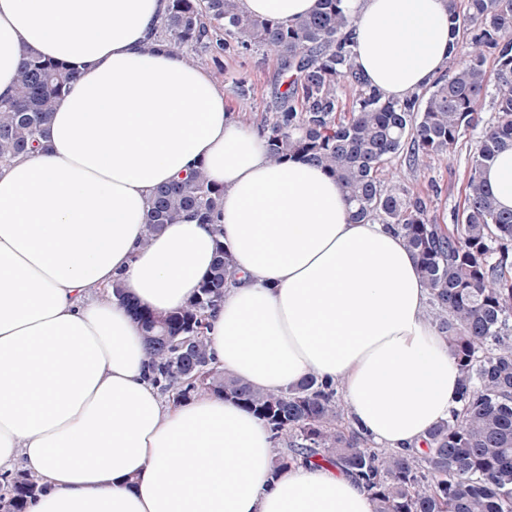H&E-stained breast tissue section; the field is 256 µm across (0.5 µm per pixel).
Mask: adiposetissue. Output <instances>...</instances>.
Wrapping results in <instances>:
<instances>
[{
    "mask_svg": "<svg viewBox=\"0 0 512 512\" xmlns=\"http://www.w3.org/2000/svg\"><path fill=\"white\" fill-rule=\"evenodd\" d=\"M169 0H0V97L18 51L79 78L56 102L47 150L0 168V470L41 491L26 512H374L337 468L273 475L259 418L216 395L169 407L148 377L121 283L158 313L186 304L217 241L238 274L206 334L216 362L280 391L314 374L342 388L351 426L405 451L456 405L459 370L426 317L429 290L402 239L354 222L336 178L274 163L211 75L158 47ZM316 0H238L289 22ZM353 65L385 98L448 63L451 0H347ZM203 166L223 187L218 225L184 214L143 245L157 187ZM484 178L512 209V148Z\"/></svg>",
    "mask_w": 512,
    "mask_h": 512,
    "instance_id": "adipose-tissue-1",
    "label": "adipose tissue"
}]
</instances>
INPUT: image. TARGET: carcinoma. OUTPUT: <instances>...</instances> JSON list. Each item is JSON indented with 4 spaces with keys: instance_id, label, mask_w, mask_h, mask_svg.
<instances>
[{
    "instance_id": "carcinoma-1",
    "label": "carcinoma",
    "mask_w": 512,
    "mask_h": 512,
    "mask_svg": "<svg viewBox=\"0 0 512 512\" xmlns=\"http://www.w3.org/2000/svg\"><path fill=\"white\" fill-rule=\"evenodd\" d=\"M354 17L345 0H317L291 23L240 12L237 0H170L155 28L168 48L228 55L259 50L288 75L281 102L262 132L269 157L301 156L341 184L357 221L377 220L399 234L430 288V317L461 372L458 406L432 427L425 448L386 452L345 418L338 388L314 375L290 389H255L215 364L205 330L235 278L233 253L216 241L214 261L195 296L157 314L126 299L121 284L107 293L126 301L152 356L153 382L177 405L199 393L224 397L288 439L280 472L316 460L352 474L371 494L374 512H512V210L497 208L483 178L487 164L512 147V0H466L453 7L452 77L389 100L352 65L345 31ZM14 94L0 99V167L47 149L57 99L78 78L60 61L23 49ZM349 89L348 102L337 87ZM492 97L495 116L480 113ZM477 134L454 222L430 214L415 187L381 179L400 155L415 166L444 158L459 139ZM223 207V189L203 166L159 187L146 237L184 213L209 223ZM0 512H25L40 491L19 472L0 474Z\"/></svg>"
}]
</instances>
